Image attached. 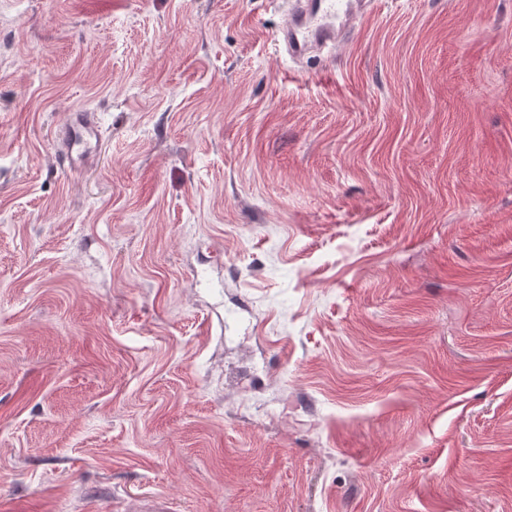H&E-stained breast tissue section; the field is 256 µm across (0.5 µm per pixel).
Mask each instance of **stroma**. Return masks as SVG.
Segmentation results:
<instances>
[{
	"label": "stroma",
	"mask_w": 512,
	"mask_h": 512,
	"mask_svg": "<svg viewBox=\"0 0 512 512\" xmlns=\"http://www.w3.org/2000/svg\"><path fill=\"white\" fill-rule=\"evenodd\" d=\"M375 2L0 0V498L512 512V0ZM293 2L299 6L289 12L288 23L280 28L276 41L284 45L290 58H301L315 48L337 44L371 1L347 0L342 12L329 0ZM62 123V144L57 159L63 169L76 171L84 167L96 151L100 128L85 111H68Z\"/></svg>",
	"instance_id": "35a3bbf8"
}]
</instances>
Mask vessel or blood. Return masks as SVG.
I'll use <instances>...</instances> for the list:
<instances>
[{
	"label": "vessel or blood",
	"mask_w": 512,
	"mask_h": 512,
	"mask_svg": "<svg viewBox=\"0 0 512 512\" xmlns=\"http://www.w3.org/2000/svg\"><path fill=\"white\" fill-rule=\"evenodd\" d=\"M367 0H346L337 9L332 0H301L288 22L276 35L289 57L300 58L316 48L337 44L353 21L365 12ZM63 138L57 159L63 169L75 171L84 167L95 152L100 128L85 111L69 112L62 123Z\"/></svg>",
	"instance_id": "vessel-or-blood-1"
}]
</instances>
